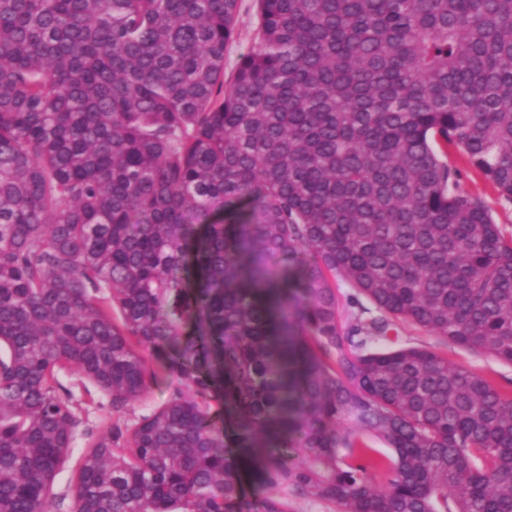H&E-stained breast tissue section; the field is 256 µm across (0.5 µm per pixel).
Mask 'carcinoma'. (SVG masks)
Wrapping results in <instances>:
<instances>
[{"mask_svg":"<svg viewBox=\"0 0 512 512\" xmlns=\"http://www.w3.org/2000/svg\"><path fill=\"white\" fill-rule=\"evenodd\" d=\"M257 2L226 84L238 0H0V512H238L243 458L258 512H512V394L373 347L512 365V234L443 160L512 200V0ZM395 347H424L431 349L446 356L448 363L469 368L482 375L492 384L511 388L512 390V383L511 385L509 384L512 381V366L501 363L487 353L446 344L438 336L419 326L403 324ZM145 356L149 366L156 371L157 379L151 384L150 390L144 398L129 406V414L132 419L148 413L155 406L165 402L175 385L171 375L161 369L160 359L148 351ZM95 398L97 404L89 407L87 425L97 437L105 434L109 429L112 424V415L109 414L107 397L96 393ZM87 446L88 438L84 436H78L76 438L66 468L56 478L53 490L57 495L65 494L66 491H68L69 480L73 475V470L77 467L79 458Z\"/></svg>","mask_w":512,"mask_h":512,"instance_id":"1","label":"carcinoma"}]
</instances>
